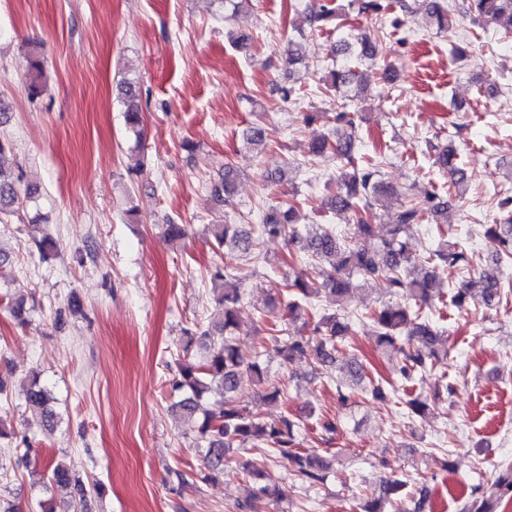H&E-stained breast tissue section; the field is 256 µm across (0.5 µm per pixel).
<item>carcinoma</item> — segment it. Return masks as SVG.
<instances>
[{"label": "carcinoma", "instance_id": "cac0c4a2", "mask_svg": "<svg viewBox=\"0 0 512 512\" xmlns=\"http://www.w3.org/2000/svg\"><path fill=\"white\" fill-rule=\"evenodd\" d=\"M350 8L358 17L379 16L393 9L385 0H349ZM430 25L439 30L453 28L458 18H465L474 26L497 25L503 21L512 27V0H461L454 7L445 0H429ZM339 11L334 0L314 8L307 15L312 28L327 31L338 19ZM387 38L383 28L377 33L363 35L356 42V58L371 60L379 54L382 42ZM43 63L34 55L31 73L25 91L37 97L43 90ZM355 73L351 69L330 72L327 86L338 91L353 82ZM125 122L136 139H141L142 108L135 83L124 85ZM335 127L332 132L315 141L311 146L313 157L325 152L336 156L337 178L346 191L326 202L332 214L349 216L350 233L346 239L326 227H319L314 234H302L297 227L296 206L276 205L269 207L263 216L261 235L267 238L288 237L290 244L304 254L299 267L288 265L292 272L286 277L288 291V317L293 320H315L314 336H290L285 329H270L272 355L289 363L314 348L318 362L326 367L325 375L332 377L339 344L351 334L358 317L349 313L329 312L318 308L315 301L325 299L337 307L346 302L357 281L383 280L389 293L396 298L373 311L371 321L377 346L387 352L401 355L399 374L405 399L402 404L409 417L423 419L430 411V404L421 396L413 395L418 375L432 372L444 364L447 354L441 352L436 326L423 315V307L436 303L448 304L462 310L472 303H481L493 310L500 306L507 292H512V283L505 284L499 266L512 263V195L499 199L498 208L502 219L497 224L482 225L483 236L497 245L493 263L470 280L464 288L451 293L443 288V275L473 267L474 253L459 241L439 233L440 242L427 255L416 257L410 254L407 239L421 226L422 221L435 219L448 208L449 195L435 184L420 191L415 199L401 200L392 211L386 233L375 239V231L364 217L365 211L375 204H383L395 197L394 189L380 179V160H369L359 156L356 150L357 135L353 114L347 105H338L333 115ZM247 145L259 148L265 145L268 134L258 123L243 131ZM458 151L453 146L436 149L434 164L448 173V189L464 183L467 173L457 162ZM19 175H7L0 166V221L16 214L25 201L35 198L39 188L35 185L21 187ZM237 173L231 164H224V174L213 182L211 195L220 205H232L235 195ZM209 233L224 249V262L217 265L211 280L218 287L216 302L220 307L217 319L211 321L203 331L205 336H218L220 342L213 345L209 355L201 362L186 360L179 365V376L174 388L183 397L174 404L182 415L200 421L198 431L206 443L203 457L207 474L212 479L224 474L226 461L233 460L235 471L254 480L263 478L257 459L249 455L251 450L269 449L288 462L291 475L303 486L313 487L323 483L331 460L298 447L297 425L282 419L265 417L261 412L237 404L235 393L244 383L259 388L266 405L279 403L284 398L282 389L270 382L267 368L259 360L246 363L236 345L239 331L238 312L243 299L246 277L239 275L234 263L254 254L257 243L246 224H211ZM6 303L11 315L21 324L28 322L29 309L24 295L0 296V304ZM363 378V365L352 359L347 367V379L336 380V392L340 405L347 406L353 396L354 387ZM217 391L222 396L220 408H207V398ZM24 398L32 409L41 411L46 430L51 431L57 423L52 407L53 398L48 388L41 383L37 372L31 373L24 387ZM48 490L69 488L71 477L65 467L54 460L45 465ZM407 480L395 472L379 479L371 495L360 506L361 512H387L385 505L394 512H420V508L409 510V496L404 494ZM285 498V492L268 484L256 488L252 499L237 505L241 512L255 508V503L267 501L277 504ZM512 498V467L499 473L488 490L477 488L465 512H497L504 499Z\"/></svg>", "mask_w": 512, "mask_h": 512}]
</instances>
